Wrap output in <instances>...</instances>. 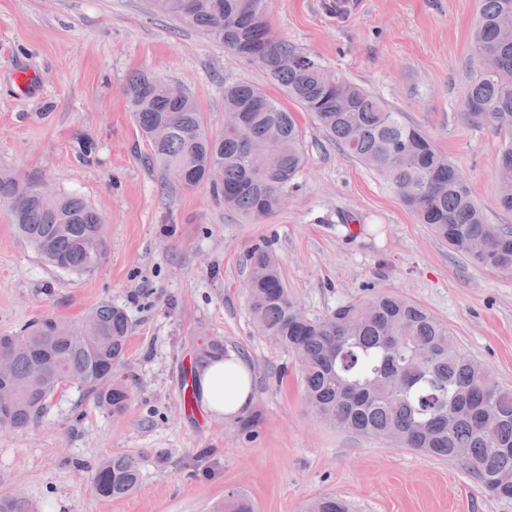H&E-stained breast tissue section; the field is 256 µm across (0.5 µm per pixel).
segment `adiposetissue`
Here are the masks:
<instances>
[{"instance_id":"adipose-tissue-1","label":"adipose tissue","mask_w":512,"mask_h":512,"mask_svg":"<svg viewBox=\"0 0 512 512\" xmlns=\"http://www.w3.org/2000/svg\"><path fill=\"white\" fill-rule=\"evenodd\" d=\"M253 381V368L244 358L220 355L199 364L195 390L206 414L231 422L251 408Z\"/></svg>"}]
</instances>
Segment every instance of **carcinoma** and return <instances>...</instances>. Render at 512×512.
Here are the masks:
<instances>
[{
	"instance_id": "obj_1",
	"label": "carcinoma",
	"mask_w": 512,
	"mask_h": 512,
	"mask_svg": "<svg viewBox=\"0 0 512 512\" xmlns=\"http://www.w3.org/2000/svg\"><path fill=\"white\" fill-rule=\"evenodd\" d=\"M153 7L184 27L203 31L243 60L254 52L268 59L267 77L290 99L312 112L348 154L371 169L396 194L416 222L475 263L512 275V227L490 224L466 182L428 135L403 113L342 75L326 70L270 31L268 0H152ZM512 0H481L476 53L494 52L493 71L474 60L461 101L465 120L491 127L503 138L498 169L512 170ZM132 114L151 143L153 165L185 173L182 185H205L214 200L247 221L281 209L288 186L305 157L292 113L248 81L224 85V123L214 133L192 96L176 98L166 80L140 71L127 80ZM0 194L14 199L8 217L18 236L49 267L89 272L102 258L105 219L84 197L46 193L42 182L0 169ZM499 206L512 212V179L497 181ZM249 310L260 336L291 353L301 374L308 410L350 434L392 441L423 456L452 460L467 448L481 467H468L498 499H512V387L500 384L458 345L451 329L420 304L392 292H373L337 306L322 318L297 313L280 274L277 256L265 245L249 255ZM87 319L97 325L87 341L76 327L43 316L19 333L0 335V347L25 340L13 358L7 384L16 398L3 420L21 428L38 418L67 379L120 414L130 389L114 376L126 354L130 322L124 308L103 303ZM109 380L106 385L103 380ZM137 458L114 455L99 464V496L125 497L140 485ZM309 512H349L335 496L315 499Z\"/></svg>"
}]
</instances>
